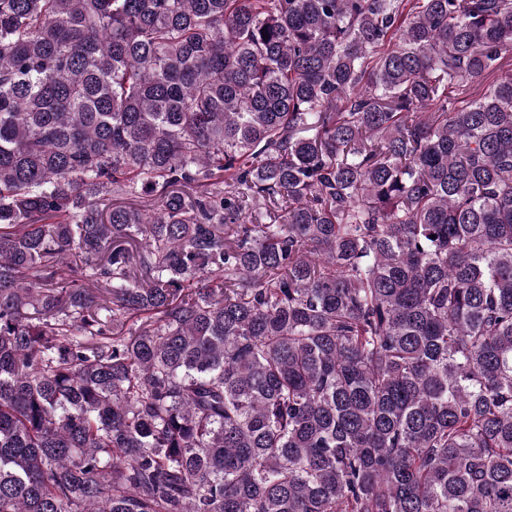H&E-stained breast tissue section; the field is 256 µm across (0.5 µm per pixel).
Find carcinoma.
Listing matches in <instances>:
<instances>
[{
	"instance_id": "cac0c4a2",
	"label": "carcinoma",
	"mask_w": 512,
	"mask_h": 512,
	"mask_svg": "<svg viewBox=\"0 0 512 512\" xmlns=\"http://www.w3.org/2000/svg\"><path fill=\"white\" fill-rule=\"evenodd\" d=\"M511 51L512 0H0V512H512Z\"/></svg>"
}]
</instances>
